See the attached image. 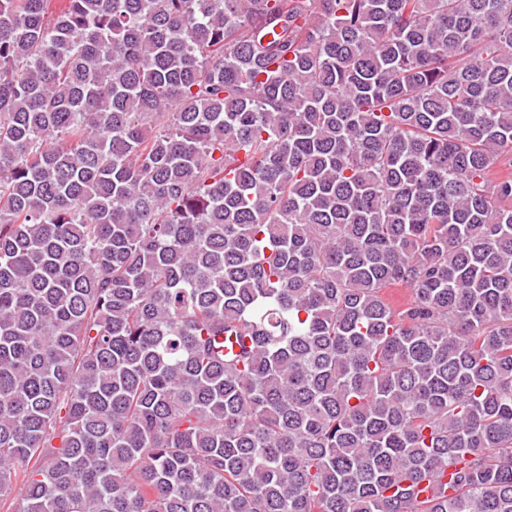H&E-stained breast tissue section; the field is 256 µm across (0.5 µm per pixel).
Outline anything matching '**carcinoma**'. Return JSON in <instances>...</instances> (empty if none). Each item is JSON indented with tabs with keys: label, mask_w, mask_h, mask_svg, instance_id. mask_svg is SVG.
<instances>
[{
	"label": "carcinoma",
	"mask_w": 512,
	"mask_h": 512,
	"mask_svg": "<svg viewBox=\"0 0 512 512\" xmlns=\"http://www.w3.org/2000/svg\"><path fill=\"white\" fill-rule=\"evenodd\" d=\"M51 4L0 0V506L512 512V0Z\"/></svg>",
	"instance_id": "cac0c4a2"
}]
</instances>
